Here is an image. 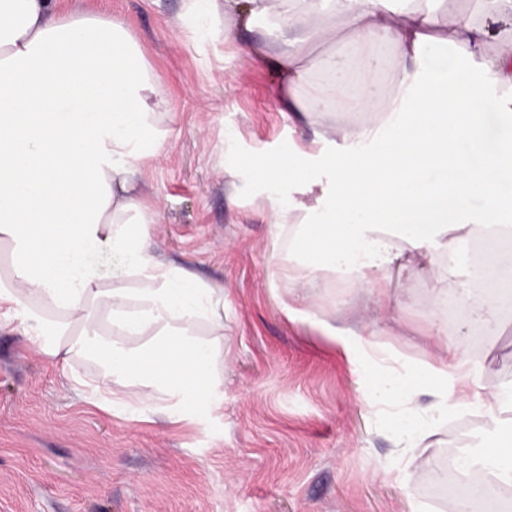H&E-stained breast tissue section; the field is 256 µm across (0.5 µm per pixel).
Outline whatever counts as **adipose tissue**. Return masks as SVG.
Returning a JSON list of instances; mask_svg holds the SVG:
<instances>
[{"label":"adipose tissue","instance_id":"ef3b65f1","mask_svg":"<svg viewBox=\"0 0 512 512\" xmlns=\"http://www.w3.org/2000/svg\"><path fill=\"white\" fill-rule=\"evenodd\" d=\"M444 2L224 0L238 25L272 16L286 28L282 43L244 50L279 75L289 111L315 139L323 113L345 105L359 115L318 171L286 160L259 172L266 185L318 195L313 206L268 198L274 231L288 240L289 285L324 272L384 302L394 268L421 258L439 271L438 301L448 296L444 253L476 235L512 239V196L497 190L512 177V150L485 151L481 110L492 92L512 119V38L489 48L485 25L512 26V0H479L478 15L447 12ZM329 20L340 21L354 58L320 51ZM391 57L398 67L385 88L378 76ZM312 69L321 83L308 82ZM166 113L123 20L67 0H0V323L62 369L95 361L92 404H124L135 385L137 404L164 402L176 424L221 394L224 295L145 250L152 219L136 176L165 151ZM446 197L456 204L452 224L437 216ZM476 197L484 209L472 210ZM432 241L440 253L425 251ZM104 255L122 259L120 276L105 274ZM469 372L464 354L443 348L410 378L380 373L367 403L403 407L410 425L440 420L452 400L490 415L512 407V391L473 392ZM426 384L438 401L408 407ZM482 448L489 472L476 498L512 486V423L496 422Z\"/></svg>","mask_w":512,"mask_h":512}]
</instances>
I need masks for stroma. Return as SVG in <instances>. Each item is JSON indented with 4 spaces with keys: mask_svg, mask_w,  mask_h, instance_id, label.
Masks as SVG:
<instances>
[{
    "mask_svg": "<svg viewBox=\"0 0 512 512\" xmlns=\"http://www.w3.org/2000/svg\"><path fill=\"white\" fill-rule=\"evenodd\" d=\"M123 19L163 92L165 153L138 177L155 201L147 251L224 293L222 401L173 425L88 405L49 356L0 328V512H444L450 449L474 454L493 423L449 404L447 421L405 445L403 427L365 399L375 376L345 339L379 332L406 369L435 345L464 346L473 389L512 387V302L495 328L430 303L426 262L384 306L317 276L291 294L255 163L322 151L283 103L277 74L244 54L252 32L185 0H77ZM303 313H289L294 300ZM342 302L334 310L333 302ZM335 328L323 333L319 321Z\"/></svg>",
    "mask_w": 512,
    "mask_h": 512,
    "instance_id": "1",
    "label": "stroma"
}]
</instances>
